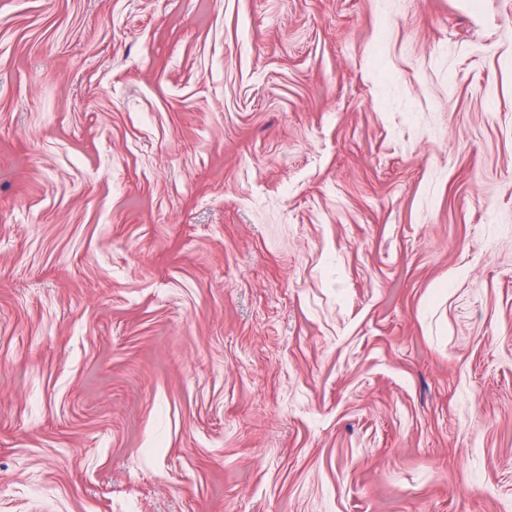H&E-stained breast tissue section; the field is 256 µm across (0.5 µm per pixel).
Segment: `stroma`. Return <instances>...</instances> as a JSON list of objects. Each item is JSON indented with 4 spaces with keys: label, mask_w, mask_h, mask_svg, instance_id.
Listing matches in <instances>:
<instances>
[{
    "label": "stroma",
    "mask_w": 512,
    "mask_h": 512,
    "mask_svg": "<svg viewBox=\"0 0 512 512\" xmlns=\"http://www.w3.org/2000/svg\"><path fill=\"white\" fill-rule=\"evenodd\" d=\"M0 512H512V0H0Z\"/></svg>",
    "instance_id": "1"
}]
</instances>
